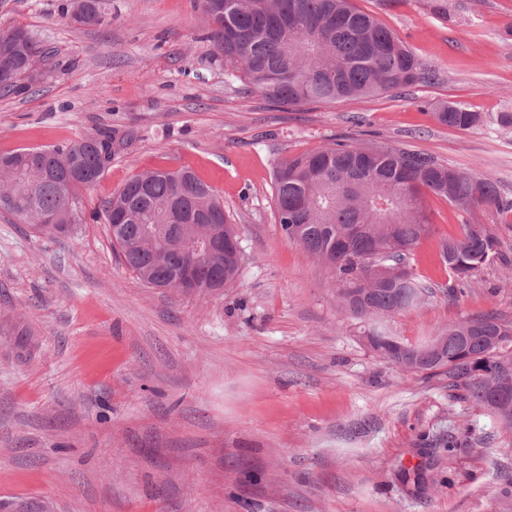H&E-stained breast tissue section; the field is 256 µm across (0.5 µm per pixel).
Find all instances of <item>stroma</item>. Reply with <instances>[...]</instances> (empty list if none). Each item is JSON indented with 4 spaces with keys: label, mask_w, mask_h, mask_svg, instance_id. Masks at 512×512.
<instances>
[{
    "label": "stroma",
    "mask_w": 512,
    "mask_h": 512,
    "mask_svg": "<svg viewBox=\"0 0 512 512\" xmlns=\"http://www.w3.org/2000/svg\"><path fill=\"white\" fill-rule=\"evenodd\" d=\"M63 2L0 0V29L24 27L53 59L31 90L0 94V153L106 127L133 139L80 192L69 235L0 212V512H502L512 431L447 377L360 344L329 271L278 224L272 183L282 158L344 141L428 154L512 200V130L434 117L442 102L512 112V0H355L428 80L290 109L228 77L193 0H109L99 29ZM159 168L192 170L236 224L243 260L223 292L149 288L113 247L105 202ZM427 207L410 264L436 291L393 333L512 321V216ZM473 221L503 260L452 297L438 242ZM418 473L453 485L416 490Z\"/></svg>",
    "instance_id": "1"
}]
</instances>
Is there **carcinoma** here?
Masks as SVG:
<instances>
[{"mask_svg":"<svg viewBox=\"0 0 512 512\" xmlns=\"http://www.w3.org/2000/svg\"><path fill=\"white\" fill-rule=\"evenodd\" d=\"M208 12L205 38L224 57L228 76L245 82L268 103L293 107L373 96L409 88L425 79L408 47L353 0H194ZM108 0H93L83 26L100 27ZM460 130L481 126L484 117L455 103L433 113ZM131 140L106 128L53 148H25L0 155V212L23 222L52 211L54 232L79 221L78 185L60 178L70 155L82 158L85 188L93 187L112 155ZM277 220L289 240L328 269L336 280L341 310L358 321L359 341L375 356L411 374H446L449 385L471 406L512 428V322L493 314L464 318L430 335L407 341L390 329L391 319L421 305L429 293L408 257L432 233L426 199L434 196L470 212L493 207L512 214L486 176L437 163L416 152L334 142L291 156L274 170ZM127 208L133 219L118 246L125 266L145 285L171 286L181 256L160 254L173 224H222L238 236L215 190L188 168L145 172L129 180L104 209L105 220ZM229 239L205 256L224 270V285L240 268ZM448 271V293L468 285L482 268L500 259L498 238L488 225H462L461 236L439 242Z\"/></svg>","mask_w":512,"mask_h":512,"instance_id":"cac0c4a2","label":"carcinoma"}]
</instances>
